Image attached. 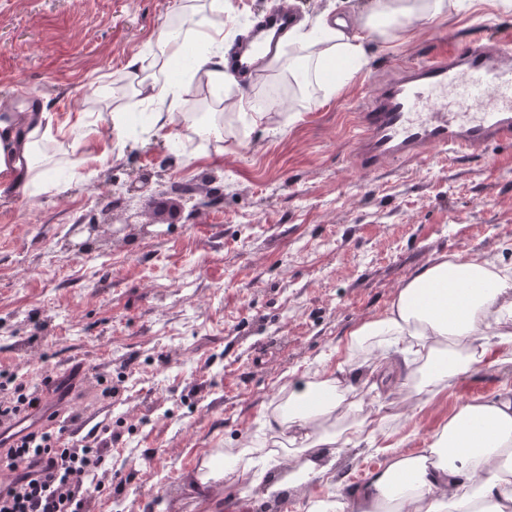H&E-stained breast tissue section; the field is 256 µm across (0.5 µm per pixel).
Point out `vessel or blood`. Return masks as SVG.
<instances>
[{"instance_id": "obj_1", "label": "vessel or blood", "mask_w": 512, "mask_h": 512, "mask_svg": "<svg viewBox=\"0 0 512 512\" xmlns=\"http://www.w3.org/2000/svg\"><path fill=\"white\" fill-rule=\"evenodd\" d=\"M294 14L289 0L257 19L229 65L254 78L258 68L243 59L261 31L288 27ZM512 142V33L440 50L428 59L401 66L397 76L377 88L360 115L353 139L358 167L373 172L421 157L426 150L481 151ZM85 372L74 360L41 385L38 401L0 421V447L9 448L42 432L61 416L59 396L77 386Z\"/></svg>"}]
</instances>
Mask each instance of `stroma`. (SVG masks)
<instances>
[{"label": "stroma", "mask_w": 512, "mask_h": 512, "mask_svg": "<svg viewBox=\"0 0 512 512\" xmlns=\"http://www.w3.org/2000/svg\"><path fill=\"white\" fill-rule=\"evenodd\" d=\"M177 0H0V102L37 94L62 192L0 194V372L36 387L71 359L105 379L75 412L118 437L111 486L89 512H306L307 497L263 500L253 474L201 490V461L264 445L284 381L335 369L349 331L380 314L403 283L444 255L512 265V144L364 173L351 135L377 86L444 44L512 31L502 0H455L447 14L367 35L368 62L329 89L274 102L268 123L235 114L254 87L208 84L181 111L214 113L220 142L174 149L153 127L115 137L106 112L148 111L115 93L132 60L152 63L154 35ZM281 0H224L236 45ZM79 161L69 172L70 161ZM112 225L82 250L77 223ZM512 387V364L479 365L432 403L390 422L413 455L464 403Z\"/></svg>", "instance_id": "35a3bbf8"}]
</instances>
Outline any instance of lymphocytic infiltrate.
Wrapping results in <instances>:
<instances>
[{"mask_svg":"<svg viewBox=\"0 0 512 512\" xmlns=\"http://www.w3.org/2000/svg\"><path fill=\"white\" fill-rule=\"evenodd\" d=\"M107 440L58 447L48 433L30 434L0 456V512H84L85 496L106 473Z\"/></svg>","mask_w":512,"mask_h":512,"instance_id":"f902f5d3","label":"lymphocytic infiltrate"}]
</instances>
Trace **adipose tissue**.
<instances>
[{"label": "adipose tissue", "mask_w": 512, "mask_h": 512, "mask_svg": "<svg viewBox=\"0 0 512 512\" xmlns=\"http://www.w3.org/2000/svg\"><path fill=\"white\" fill-rule=\"evenodd\" d=\"M447 9L448 0H369L353 21L321 15L312 23H299L283 41L293 53L292 75L303 86L336 63L362 66L361 30L374 33L391 22H424ZM223 11V0H209L204 9L183 2L179 30L160 29L158 48L175 61L184 55L188 40L201 42L209 75L223 80ZM191 90L188 81L152 79L146 92L155 106V126L184 123L199 136L215 133V126L188 122L185 114L175 112L178 100ZM54 138L42 112H18L0 120V185H11L18 193L29 185L52 187L43 147ZM495 345L512 348V269L478 256L434 261L397 290L384 312L350 332L347 358L336 371L285 382L286 406L264 420L273 436L287 442L285 455L251 444L228 449L223 468L214 469L202 483L212 487L224 472L252 470L262 498L276 500L288 491L306 493L316 478H324L331 484L328 499L311 503L308 512H382L387 502L393 512H482V499L491 502L492 512H512V467L503 461L512 448V388L487 401L465 403L421 454L392 453L363 483H344L336 470L351 434L362 435L372 449L386 427V415L362 411L346 397L362 374L378 376L392 368L403 374L408 388L402 402L391 406L399 417L412 405L430 403L450 378L486 362Z\"/></svg>", "instance_id": "adipose-tissue-1"}]
</instances>
